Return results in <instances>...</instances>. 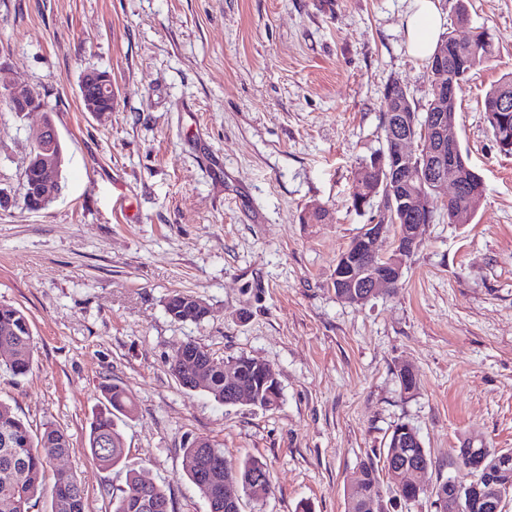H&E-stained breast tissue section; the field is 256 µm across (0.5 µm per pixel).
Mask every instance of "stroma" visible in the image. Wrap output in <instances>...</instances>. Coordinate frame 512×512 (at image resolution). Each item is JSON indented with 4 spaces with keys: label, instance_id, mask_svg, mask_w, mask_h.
<instances>
[{
    "label": "stroma",
    "instance_id": "obj_1",
    "mask_svg": "<svg viewBox=\"0 0 512 512\" xmlns=\"http://www.w3.org/2000/svg\"><path fill=\"white\" fill-rule=\"evenodd\" d=\"M412 0H0V86L26 84L44 112L0 109V303L27 314L33 364L0 369V400L70 439L52 470L85 486L86 512H112L127 470L164 485L171 512H208L183 444L266 464L274 492L243 512H347L363 462L382 461L393 428L414 427L429 485L466 471L452 455L512 448V155L481 101L512 72V0H438L444 32L488 30L494 58L457 92V137L484 183L466 224L436 209L398 288L337 299L338 255L381 202L351 203L360 163L385 148L384 91L397 81L426 106L432 78L410 54ZM112 77L104 118L78 94L85 70ZM51 116L62 189L27 210L30 134ZM323 220L306 223L313 207ZM202 299L203 322L165 309ZM193 342L222 361L272 366L276 409L227 406L182 388L172 356ZM417 376L404 393L401 367ZM136 403L119 418L124 466L103 470L87 434L100 387ZM191 298L192 295L175 293L168 297L166 301V310L168 314L177 321H193L200 322L206 318L208 311L201 309L196 312H191Z\"/></svg>",
    "mask_w": 512,
    "mask_h": 512
}]
</instances>
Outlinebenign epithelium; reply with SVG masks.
<instances>
[{
    "label": "benign epithelium",
    "mask_w": 512,
    "mask_h": 512,
    "mask_svg": "<svg viewBox=\"0 0 512 512\" xmlns=\"http://www.w3.org/2000/svg\"><path fill=\"white\" fill-rule=\"evenodd\" d=\"M448 50L441 46L431 67L434 76L438 105L427 120L418 122L413 113L404 108L405 101H396L386 152L375 159L373 165L380 172L378 185L388 190L384 204L390 223L366 224L358 236L337 257L334 281L337 287L347 290L356 304L389 293L402 277V255L413 251L421 220H429L433 196L442 187L452 189L450 197L468 192L470 198L480 201L484 196L481 185H466L464 167L455 135L456 102L455 86L448 83L444 68ZM79 96L86 111L100 116L112 111L114 90L109 74L87 70L79 84ZM14 112H36L44 109L26 85L14 83L0 91ZM33 147L28 161L41 172L42 178L35 186L23 185V202L27 209L40 211L58 195L62 158L60 140L51 118L32 133ZM402 226L389 248L384 243L389 237L390 226ZM224 393L228 401L252 404L255 391L242 380L239 366L224 365Z\"/></svg>",
    "instance_id": "obj_1"
}]
</instances>
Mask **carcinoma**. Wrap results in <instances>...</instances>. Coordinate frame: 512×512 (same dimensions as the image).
I'll return each instance as SVG.
<instances>
[{"mask_svg": "<svg viewBox=\"0 0 512 512\" xmlns=\"http://www.w3.org/2000/svg\"><path fill=\"white\" fill-rule=\"evenodd\" d=\"M448 42V80L460 85L476 67L493 57L494 46L490 34L484 28L472 33L468 44L457 46L452 35L444 37ZM392 92H384L383 129H388L389 114L394 101L410 95L407 88L392 83ZM512 93V75L492 87L484 98L483 112L494 141L500 151L512 154V111L500 110L498 103L504 91ZM379 196L376 191L375 175L368 174L355 178L352 190V205L359 210ZM191 296L175 293L168 297L166 310L177 321L199 322L206 318L207 310H190ZM25 313L8 304L0 303V351L8 352L0 360L15 376L30 371L33 361V336ZM192 360L191 370L183 378L200 372L209 380L207 393L216 401L224 402V365L212 360L207 351L194 343H186L175 351L171 369H176L180 357ZM245 382L256 389L261 406L269 403L277 407L281 400L280 382L264 365L245 363L242 365ZM106 401L105 411L93 420L88 434V445L92 457L102 469H114L123 464L124 449L122 435L115 418L119 415L130 418L135 412V402L119 385L109 384L102 389ZM415 429L405 423L397 425L391 432L383 451V468L369 460L362 463L360 476L348 490V512H384L381 494L380 470H385L387 481L400 498L414 501L426 493L398 479L395 463L407 462L421 469L432 465L430 454L421 440L413 439ZM67 436L60 429L48 425L40 434H35L30 424L17 416L12 407L0 401V500L12 499L20 512L34 508L43 491L45 472L52 460L68 453ZM459 464L475 475L474 480L462 483L448 478L439 483L432 494L437 512H453L451 504L460 498L463 502L479 497L495 495L503 485L498 479L512 480V451L496 448L463 447L454 449ZM186 475L208 504L209 512H242V498L261 501L273 493L271 479L257 489L252 479L256 474L269 475L260 460L245 457L233 463L224 460V449L215 447L210 441L196 444L189 442L184 448ZM236 481L240 488L236 506L224 508V486ZM169 502L166 489L159 484L146 488L140 484L137 473L127 471L125 487L112 496L113 512H146L145 503ZM86 490L84 484L68 472H56L51 488V512H85Z\"/></svg>", "mask_w": 512, "mask_h": 512, "instance_id": "1", "label": "carcinoma"}]
</instances>
